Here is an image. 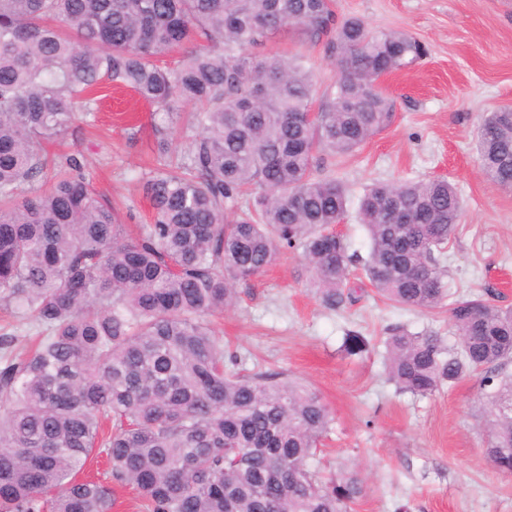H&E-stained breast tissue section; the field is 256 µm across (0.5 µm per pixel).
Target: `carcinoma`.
<instances>
[{
  "label": "carcinoma",
  "instance_id": "1",
  "mask_svg": "<svg viewBox=\"0 0 512 512\" xmlns=\"http://www.w3.org/2000/svg\"><path fill=\"white\" fill-rule=\"evenodd\" d=\"M335 0H0V302L46 332L26 356L0 336V512H112V485L79 479L90 456L135 489L144 512H349L363 481L315 465L330 429L312 388L245 373L209 316L237 284L299 250L322 304L357 301L351 268L418 311L448 306L459 346L387 328L385 370L428 397L471 374L488 387L485 456L512 473V309L451 292L442 259L462 218L445 178L377 182L357 213L367 258L335 232L343 182L315 175L395 120L372 82L424 55ZM326 38L336 79L313 121L307 58L262 52L282 31ZM116 83L182 125L184 150L143 178L153 222L129 236L75 157L49 188L44 144L95 112ZM503 105L478 129L486 178L512 189ZM399 201L409 223L388 220Z\"/></svg>",
  "mask_w": 512,
  "mask_h": 512
}]
</instances>
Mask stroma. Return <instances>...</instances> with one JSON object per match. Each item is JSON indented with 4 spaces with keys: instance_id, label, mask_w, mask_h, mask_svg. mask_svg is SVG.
I'll list each match as a JSON object with an SVG mask.
<instances>
[{
    "instance_id": "35a3bbf8",
    "label": "stroma",
    "mask_w": 512,
    "mask_h": 512,
    "mask_svg": "<svg viewBox=\"0 0 512 512\" xmlns=\"http://www.w3.org/2000/svg\"><path fill=\"white\" fill-rule=\"evenodd\" d=\"M336 13L404 33L426 49L382 81L395 104L392 126L336 159L351 203L377 181H452L464 210L447 249L448 282L512 308V189L486 180L476 150L482 116L512 102V0H336ZM272 47L309 56L320 87L334 81L323 42L291 33ZM102 96L100 109L50 150L76 155L134 233L152 221L142 176L161 163L159 140L181 145L185 137L132 92ZM361 288L354 306L328 310L302 257L286 251L264 275L239 283L237 304L214 323L231 352L247 355V369L292 376L322 396L333 421L320 467L328 479L342 467L360 471L364 493L352 512H512V474L484 456L480 376L428 398L397 392L386 376V327L431 330L452 346L458 338L447 309L389 306L369 283Z\"/></svg>"
}]
</instances>
